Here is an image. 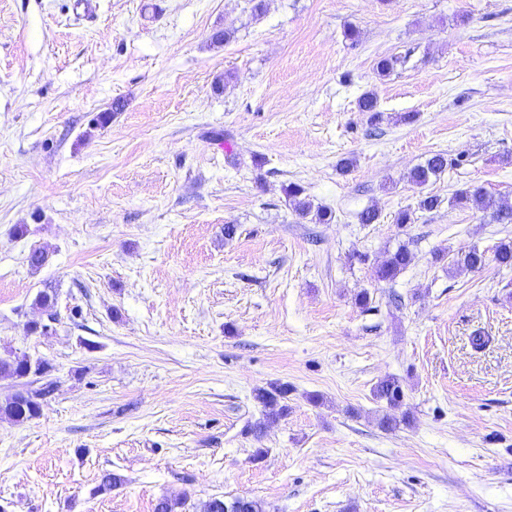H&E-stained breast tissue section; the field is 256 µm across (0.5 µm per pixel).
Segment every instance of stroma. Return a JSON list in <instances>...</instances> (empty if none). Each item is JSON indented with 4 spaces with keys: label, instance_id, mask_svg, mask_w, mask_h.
<instances>
[{
    "label": "stroma",
    "instance_id": "35a3bbf8",
    "mask_svg": "<svg viewBox=\"0 0 512 512\" xmlns=\"http://www.w3.org/2000/svg\"><path fill=\"white\" fill-rule=\"evenodd\" d=\"M74 2L0 0V355L56 383L39 418L0 421V512H512V271L453 266L512 224L448 204L476 184L512 205V0ZM435 152L447 170L415 186ZM401 245L411 265L375 281ZM387 375L411 415L390 432ZM273 383L288 413L248 433ZM106 471L124 482L96 493ZM373 397L377 402H384L386 411L378 418V425L384 431H391L401 422L407 424L410 422L408 412L401 413V419H398L395 412L404 405L405 392L399 378L386 376L380 379L372 389ZM394 413H390V412ZM204 512H263V509L258 501L244 497L231 501H225L223 497H213L205 503Z\"/></svg>",
    "mask_w": 512,
    "mask_h": 512
}]
</instances>
